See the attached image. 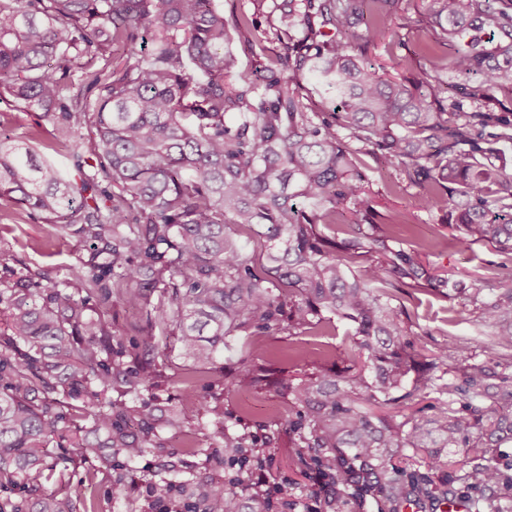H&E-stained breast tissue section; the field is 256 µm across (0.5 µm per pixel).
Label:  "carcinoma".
<instances>
[{"label":"carcinoma","instance_id":"obj_1","mask_svg":"<svg viewBox=\"0 0 512 512\" xmlns=\"http://www.w3.org/2000/svg\"><path fill=\"white\" fill-rule=\"evenodd\" d=\"M398 2L251 0L227 19L220 0H0V97L40 113L50 128L32 137L68 145L74 170L1 132L0 200L87 247L62 276L0 279V512H77L72 496L35 481L92 455L87 482L110 477L116 459L167 447L158 428L180 432L197 416L186 403L161 426L140 401L153 377L112 345L116 306L145 314L144 346L173 336L198 366L240 336H320L336 321L355 336L338 372L303 378L293 357L286 367L241 357L228 387L279 389L288 416L269 425L287 442L258 439L244 408L206 405V440L246 475L183 478L171 461L153 484L158 501L179 493L200 512H242L258 494L253 471L267 467L259 449L273 446L312 462L320 512L368 498L380 512L459 498L469 512H512V458L496 453L512 440V374L490 384L466 342L425 355L411 339L402 300L430 286L431 245L403 246L396 215L375 222L364 162L418 188L420 208L448 211L459 245H492L512 263V172L496 148L512 141V105L496 97L512 92V0H423L403 26L430 30L420 48L431 67L399 80L367 59L398 37ZM230 28L281 51L240 70L224 48ZM450 70L473 111L440 95ZM310 78L332 111L300 99ZM339 217L353 231L338 240L323 229ZM502 268L465 298L496 327L484 352L509 362ZM404 409L402 421L388 414Z\"/></svg>","mask_w":512,"mask_h":512}]
</instances>
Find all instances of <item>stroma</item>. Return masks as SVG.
<instances>
[{
  "instance_id": "obj_1",
  "label": "stroma",
  "mask_w": 512,
  "mask_h": 512,
  "mask_svg": "<svg viewBox=\"0 0 512 512\" xmlns=\"http://www.w3.org/2000/svg\"><path fill=\"white\" fill-rule=\"evenodd\" d=\"M425 35L417 31H402L400 42L384 43L373 49L371 60L377 71L389 76L410 75L429 68L430 60L421 55L418 46ZM371 189L379 194L378 209L385 215H397L412 224V234L431 239L434 243L423 263L429 274L442 277L448 288H468L479 277L484 266L501 262L502 257L495 247L488 244L459 246L453 238L454 232L448 226V215L443 211H425L417 205V188L398 185L396 174L391 170L371 172ZM11 233L0 239V249L7 251L20 266L31 271L40 270L64 273L84 256L83 246L73 238L55 236L41 216L18 212L11 222ZM412 312L411 335L419 345L429 350L446 345L449 337L469 339L479 360L496 367L495 358L483 353V337L475 325V316L460 300H450L431 291L419 294L410 306ZM352 343V330L345 323H338L335 335L312 338L309 336H288L278 334L262 337L259 344L242 338L230 349L225 350L223 359L215 366L203 369L197 375L194 398L202 403H222L228 410H235L245 403L251 408L250 429L256 435H265L267 422L275 416L282 405L277 390L262 387L250 393H235L224 387V374L234 368L242 353L254 352L258 360L279 361L287 359L290 351L300 348L317 350L318 355L299 364L297 371L309 375L332 365L341 363L344 351ZM156 370L154 385L142 393L143 401L151 404L157 414L166 415L174 411L183 398L177 382L187 367L178 356L174 341L160 339L158 347L149 354ZM163 460L156 454L148 453L135 462L117 461L115 475L125 478L121 494H114L112 483L99 478L90 484L85 473L89 461L69 464L63 481L43 483V490H62L74 496L95 500L102 512H188L187 501L174 496L171 502L159 503L151 493V484L157 479ZM261 490L264 496H274L278 484L289 481L296 483V496L288 506L274 508L273 512H314L315 472L300 473L291 464V456L279 453L271 471L260 473Z\"/></svg>"
}]
</instances>
